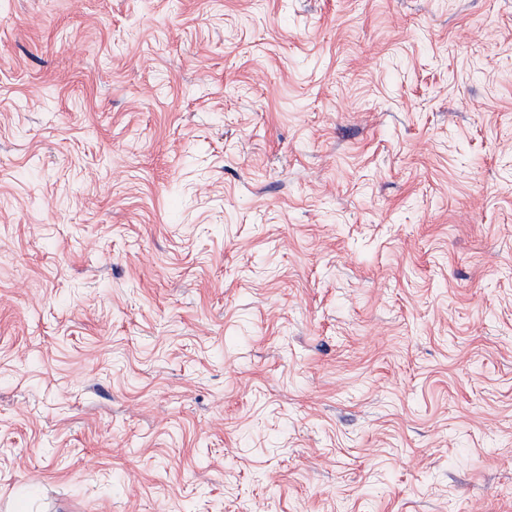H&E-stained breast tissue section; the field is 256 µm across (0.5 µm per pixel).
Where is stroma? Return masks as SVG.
Listing matches in <instances>:
<instances>
[{"label":"stroma","mask_w":512,"mask_h":512,"mask_svg":"<svg viewBox=\"0 0 512 512\" xmlns=\"http://www.w3.org/2000/svg\"><path fill=\"white\" fill-rule=\"evenodd\" d=\"M0 512H512V0H0Z\"/></svg>","instance_id":"1"}]
</instances>
